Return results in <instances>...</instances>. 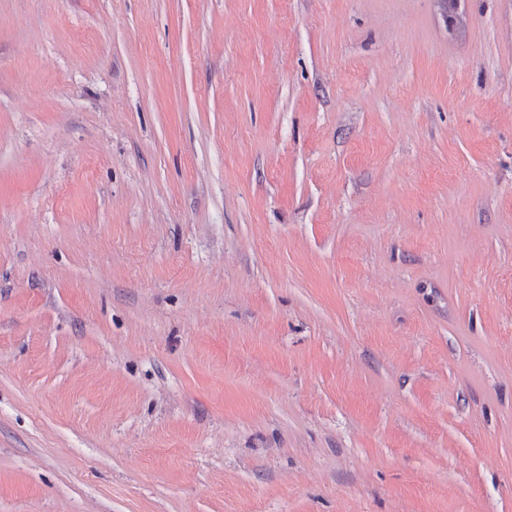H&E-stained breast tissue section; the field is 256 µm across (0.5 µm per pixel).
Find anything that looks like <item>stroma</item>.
I'll return each mask as SVG.
<instances>
[{"instance_id":"stroma-1","label":"stroma","mask_w":512,"mask_h":512,"mask_svg":"<svg viewBox=\"0 0 512 512\" xmlns=\"http://www.w3.org/2000/svg\"><path fill=\"white\" fill-rule=\"evenodd\" d=\"M0 0V512H512V0Z\"/></svg>"}]
</instances>
